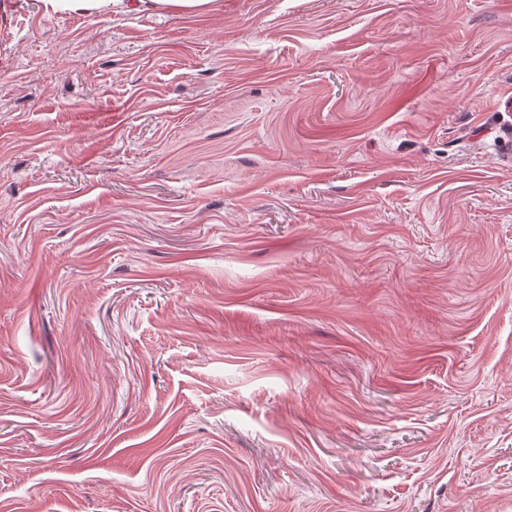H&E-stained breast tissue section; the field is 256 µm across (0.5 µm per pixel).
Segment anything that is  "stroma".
Masks as SVG:
<instances>
[{"instance_id": "1", "label": "stroma", "mask_w": 512, "mask_h": 512, "mask_svg": "<svg viewBox=\"0 0 512 512\" xmlns=\"http://www.w3.org/2000/svg\"><path fill=\"white\" fill-rule=\"evenodd\" d=\"M512 0L0 9V512H512Z\"/></svg>"}]
</instances>
